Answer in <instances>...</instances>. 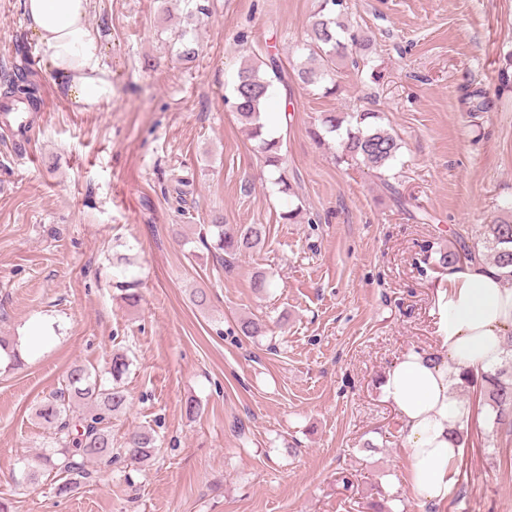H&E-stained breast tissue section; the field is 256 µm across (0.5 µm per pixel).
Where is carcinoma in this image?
I'll return each instance as SVG.
<instances>
[{
    "mask_svg": "<svg viewBox=\"0 0 512 512\" xmlns=\"http://www.w3.org/2000/svg\"><path fill=\"white\" fill-rule=\"evenodd\" d=\"M343 8L344 0H319L303 42L306 59L297 67L302 83L322 85L335 72L337 61L369 49V40L360 31L339 21ZM279 79L280 65L273 57L263 66L246 64L238 71L232 98L224 99L239 120L249 127L264 163L277 170L283 164L281 143L265 135L262 113L273 83ZM6 94L35 102L39 99V88L17 77L8 82ZM320 124L326 133L345 130L339 143L341 160H350L381 175L392 169L398 158L397 136L378 124V114L374 112H329L322 116ZM507 212V216L495 223L484 225L480 241L469 244L459 239L458 247L443 253L440 263L451 267L463 258L481 261L492 269L505 271V281L512 283V206ZM209 232L214 235V256L220 263L224 262V256L232 257L255 248L266 239L261 224L230 231L218 218L209 225ZM265 329L266 325L257 318H245L239 325L240 332L247 337L260 336ZM128 366L126 355L117 352L112 354L107 378L86 365L74 364L69 368L64 385L35 409L36 418L49 424L51 429L50 449L23 460L17 483L36 484L43 477H50L58 480L55 493L63 495L89 478V464L112 462V418L128 405V396L121 385ZM465 383L479 384L484 404L493 416V426L511 435L512 373L495 368L478 377H468ZM156 442L154 429L137 427L128 433L123 451L131 461L142 463L153 455Z\"/></svg>",
    "mask_w": 512,
    "mask_h": 512,
    "instance_id": "carcinoma-1",
    "label": "carcinoma"
}]
</instances>
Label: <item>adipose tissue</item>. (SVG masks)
Listing matches in <instances>:
<instances>
[{
    "mask_svg": "<svg viewBox=\"0 0 512 512\" xmlns=\"http://www.w3.org/2000/svg\"><path fill=\"white\" fill-rule=\"evenodd\" d=\"M90 0H23L25 22L78 111L112 98V73L88 23ZM437 294L438 348L411 349L384 374L381 388L401 422L405 482L424 504L444 502L454 484L461 447L457 431L471 410L453 395L464 372L487 371L506 354L512 332V289L481 264L449 268Z\"/></svg>",
    "mask_w": 512,
    "mask_h": 512,
    "instance_id": "obj_1",
    "label": "adipose tissue"
}]
</instances>
